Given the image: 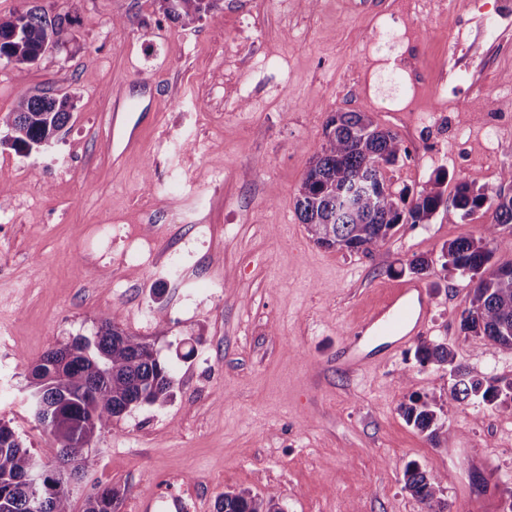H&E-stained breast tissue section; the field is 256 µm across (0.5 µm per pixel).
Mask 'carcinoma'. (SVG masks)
<instances>
[{
    "label": "carcinoma",
    "instance_id": "obj_1",
    "mask_svg": "<svg viewBox=\"0 0 512 512\" xmlns=\"http://www.w3.org/2000/svg\"><path fill=\"white\" fill-rule=\"evenodd\" d=\"M166 18L190 25L208 14L216 0H155ZM73 40L68 15L49 16L35 8L0 19V59L18 70ZM69 96L23 94L14 111L0 116L7 129L3 143L27 156L50 145L72 118ZM320 152L310 161L296 194L295 212L315 243L349 254L368 255L384 245L400 224H428L448 207L466 219L482 210L492 220L483 235H462L441 248V267L473 284L470 307L461 314L465 332L484 336L512 350V263H492L500 228L512 227V192L490 191L459 182L445 195L448 173L439 171L414 194L392 190L386 169L409 150L390 130L375 125L364 112L329 116ZM117 316L103 321L93 337L80 336L46 352L30 369L29 404L48 437L44 455L25 447L15 431L0 421V512H72L68 485L83 478L89 449L112 428L114 418L139 405L167 403L173 374L153 347L127 334ZM420 364L454 371L452 395L492 404L512 401V382L504 385L455 363L444 344L416 348ZM407 423L438 444L448 439V423L433 400L410 397L403 406ZM438 476L410 464L404 487L426 512H448ZM118 493L100 487L88 495L83 512H116ZM216 512H284L276 494L226 492Z\"/></svg>",
    "mask_w": 512,
    "mask_h": 512
}]
</instances>
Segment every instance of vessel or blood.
Masks as SVG:
<instances>
[{
	"instance_id": "b4317fda",
	"label": "vessel or blood",
	"mask_w": 512,
	"mask_h": 512,
	"mask_svg": "<svg viewBox=\"0 0 512 512\" xmlns=\"http://www.w3.org/2000/svg\"><path fill=\"white\" fill-rule=\"evenodd\" d=\"M433 310V302L416 280L398 282L387 297L359 324L355 341L389 337L403 345L424 333Z\"/></svg>"
}]
</instances>
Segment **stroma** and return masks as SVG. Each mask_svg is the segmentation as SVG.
<instances>
[{"mask_svg":"<svg viewBox=\"0 0 512 512\" xmlns=\"http://www.w3.org/2000/svg\"><path fill=\"white\" fill-rule=\"evenodd\" d=\"M429 2L411 14L401 0H219L186 26L154 0H0V17L39 7L74 20L73 41L25 71L0 60V115L26 92L74 103L48 150L0 145V210L10 213L0 221V420L41 453L30 366L114 314L174 372L164 407L131 409L90 448L73 512L96 486L118 491L117 512L185 490L199 512L242 490L277 493L285 512H422L404 488L411 463L441 476L451 512L512 506L511 407L452 399L447 371L419 365L412 343L386 354L377 339L367 350L379 363L361 368L342 356L422 256L433 261L421 281L434 306L421 341L512 381V350L461 329L471 284L436 262L444 244L480 236L489 214L440 210L365 256L318 246L295 212L337 111L367 113L408 147L387 171L394 188L419 190L440 169L452 186L500 187L512 131H488L484 116L512 110V56L482 21L500 0H476L464 20ZM384 25L405 33L400 46L381 37ZM415 97L421 111H398ZM129 98L146 108L128 116L137 142L118 158L112 112ZM198 221L210 232L196 247ZM115 224L151 264L92 248ZM175 252L182 274L167 282ZM213 280L224 288L211 297ZM146 308L155 317L143 319ZM413 395L441 404L447 442L406 422Z\"/></svg>","mask_w":512,"mask_h":512,"instance_id":"obj_1","label":"stroma"}]
</instances>
